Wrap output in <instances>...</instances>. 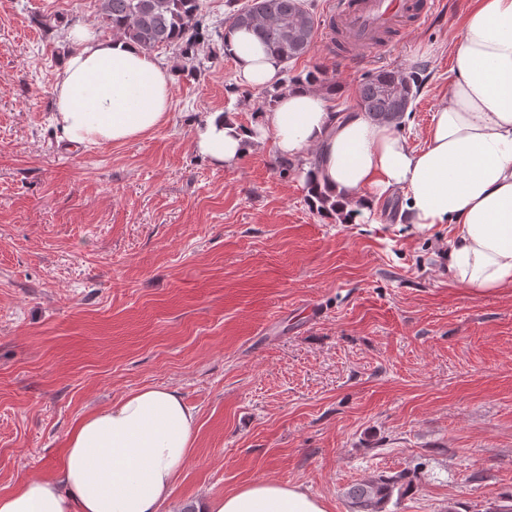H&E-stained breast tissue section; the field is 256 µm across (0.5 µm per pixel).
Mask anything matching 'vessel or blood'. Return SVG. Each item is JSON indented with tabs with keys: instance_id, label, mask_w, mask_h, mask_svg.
I'll return each mask as SVG.
<instances>
[{
	"instance_id": "1",
	"label": "vessel or blood",
	"mask_w": 512,
	"mask_h": 512,
	"mask_svg": "<svg viewBox=\"0 0 512 512\" xmlns=\"http://www.w3.org/2000/svg\"><path fill=\"white\" fill-rule=\"evenodd\" d=\"M327 39L345 50L348 64L359 65L379 49L374 34L405 24L430 25L437 17V0H330Z\"/></svg>"
}]
</instances>
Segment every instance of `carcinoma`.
Listing matches in <instances>:
<instances>
[{"instance_id": "obj_1", "label": "carcinoma", "mask_w": 512, "mask_h": 512, "mask_svg": "<svg viewBox=\"0 0 512 512\" xmlns=\"http://www.w3.org/2000/svg\"><path fill=\"white\" fill-rule=\"evenodd\" d=\"M100 25L122 39L146 50L168 46L192 63L202 38L204 15L200 0H99ZM254 30L267 49L284 62L305 55L313 42V15L301 7V0H251L234 11L225 28ZM426 66L383 68L370 73L359 88V108L382 123L399 125L423 83ZM327 93H339L341 86L327 72L315 67L290 77ZM308 201L322 213L342 215L341 204L306 182ZM406 473L377 474L352 484L346 496L352 512H384L394 492L411 489Z\"/></svg>"}]
</instances>
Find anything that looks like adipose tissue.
Listing matches in <instances>:
<instances>
[{"mask_svg": "<svg viewBox=\"0 0 512 512\" xmlns=\"http://www.w3.org/2000/svg\"><path fill=\"white\" fill-rule=\"evenodd\" d=\"M53 88V120L81 144L121 143L171 108L173 78L149 51L76 27ZM239 87L272 88L283 63L249 29L227 35ZM455 77L427 144L393 125L338 112L325 91L284 88L273 111L244 128L221 112L196 126L197 151L231 167L264 142L340 197L344 221L367 223L397 191L398 223L447 227L448 275L484 292L512 285V0H472L453 49ZM197 432L174 390L147 386L84 417L68 438L61 478L33 475L0 494V512H165ZM202 512H326L301 486L256 482Z\"/></svg>", "mask_w": 512, "mask_h": 512, "instance_id": "obj_1", "label": "adipose tissue"}]
</instances>
